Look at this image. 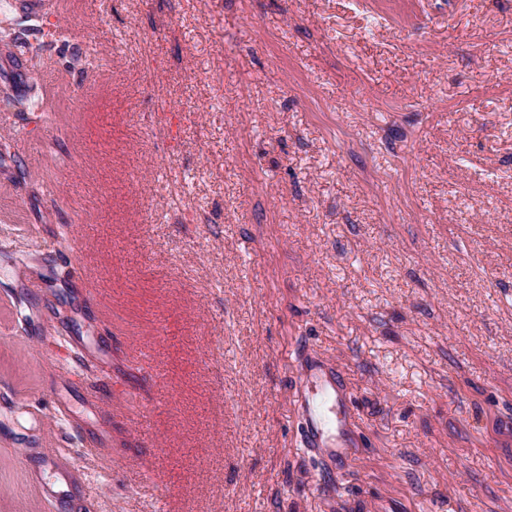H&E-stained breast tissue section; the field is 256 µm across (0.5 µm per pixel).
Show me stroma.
I'll list each match as a JSON object with an SVG mask.
<instances>
[{
    "label": "stroma",
    "instance_id": "obj_1",
    "mask_svg": "<svg viewBox=\"0 0 512 512\" xmlns=\"http://www.w3.org/2000/svg\"><path fill=\"white\" fill-rule=\"evenodd\" d=\"M59 2L0 0V512H512V0Z\"/></svg>",
    "mask_w": 512,
    "mask_h": 512
}]
</instances>
